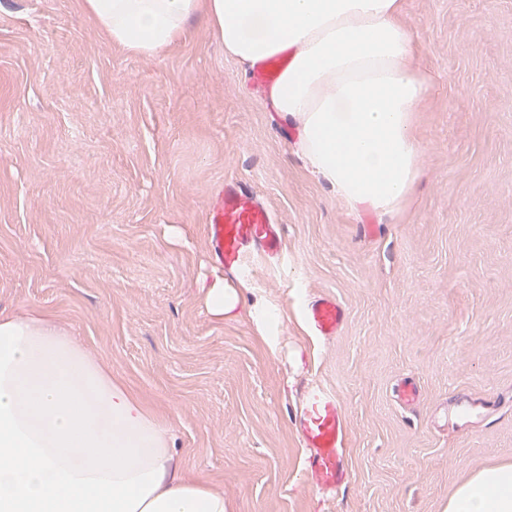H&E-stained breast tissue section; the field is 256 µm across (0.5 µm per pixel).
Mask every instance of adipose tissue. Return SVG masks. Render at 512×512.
I'll list each match as a JSON object with an SVG mask.
<instances>
[{"mask_svg":"<svg viewBox=\"0 0 512 512\" xmlns=\"http://www.w3.org/2000/svg\"><path fill=\"white\" fill-rule=\"evenodd\" d=\"M112 43L159 55L191 18L245 64L285 57L273 108L351 209L398 208L424 171L412 128L433 88L412 61L401 0H82ZM246 280L203 283L237 317ZM163 419L47 318L0 312V512H228L221 491L176 473ZM448 512H512V464L476 472Z\"/></svg>","mask_w":512,"mask_h":512,"instance_id":"1","label":"adipose tissue"}]
</instances>
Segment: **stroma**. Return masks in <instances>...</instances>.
Wrapping results in <instances>:
<instances>
[{
    "label": "stroma",
    "instance_id": "obj_1",
    "mask_svg": "<svg viewBox=\"0 0 512 512\" xmlns=\"http://www.w3.org/2000/svg\"><path fill=\"white\" fill-rule=\"evenodd\" d=\"M401 19L434 80L413 125L425 174L399 210L354 212L203 18L145 58L81 0H0V312L67 329L230 512H446L512 463V0H402ZM227 177L283 226L286 263L247 276L280 316L273 346L200 288ZM321 294L347 309L329 341L303 318ZM309 377L348 418L351 481L329 501L289 421Z\"/></svg>",
    "mask_w": 512,
    "mask_h": 512
}]
</instances>
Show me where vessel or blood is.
Returning a JSON list of instances; mask_svg holds the SVG:
<instances>
[{"mask_svg": "<svg viewBox=\"0 0 512 512\" xmlns=\"http://www.w3.org/2000/svg\"><path fill=\"white\" fill-rule=\"evenodd\" d=\"M280 68L275 60L257 63L249 73L250 80L257 88H271ZM206 230L211 259L225 274L242 273L256 261L277 266L284 259V239L276 216L241 180L227 178L217 185L208 208ZM346 317L342 302L330 295L314 297L304 310L308 329L324 340L341 332ZM291 422L307 450L302 467L313 488L332 495L347 487L348 422L340 395L317 381L305 384L297 396Z\"/></svg>", "mask_w": 512, "mask_h": 512, "instance_id": "1", "label": "vessel or blood"}]
</instances>
